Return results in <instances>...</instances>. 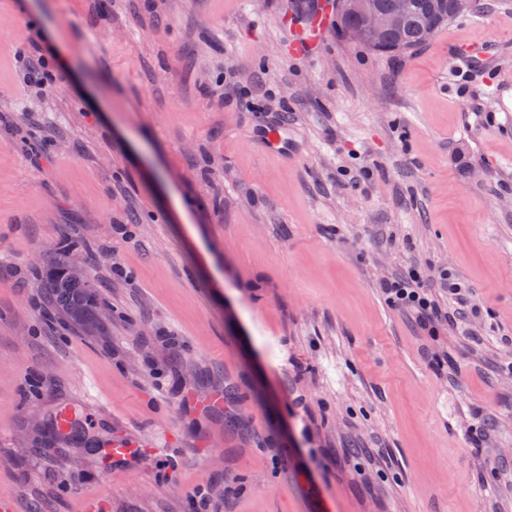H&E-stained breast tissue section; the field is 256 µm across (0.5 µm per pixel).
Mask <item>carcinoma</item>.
<instances>
[{
	"instance_id": "carcinoma-1",
	"label": "carcinoma",
	"mask_w": 512,
	"mask_h": 512,
	"mask_svg": "<svg viewBox=\"0 0 512 512\" xmlns=\"http://www.w3.org/2000/svg\"><path fill=\"white\" fill-rule=\"evenodd\" d=\"M393 5V0H339L336 31L348 37L350 28L358 25L365 8L380 11ZM409 11L403 24L362 45L380 54H412L424 45L420 28L431 24L439 32L450 20L457 17L456 0H408ZM45 298L68 322L80 326L93 335L100 329L96 293L89 277L74 278L68 272V264L56 263L48 269L45 279Z\"/></svg>"
}]
</instances>
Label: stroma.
<instances>
[{"label": "stroma", "instance_id": "1", "mask_svg": "<svg viewBox=\"0 0 512 512\" xmlns=\"http://www.w3.org/2000/svg\"><path fill=\"white\" fill-rule=\"evenodd\" d=\"M316 2L0 0L13 512H198L199 487L207 512H512V0L412 55L331 29L295 56ZM36 39L65 65L39 93ZM64 241L99 335L45 301ZM415 268L473 313L390 306Z\"/></svg>", "mask_w": 512, "mask_h": 512}]
</instances>
